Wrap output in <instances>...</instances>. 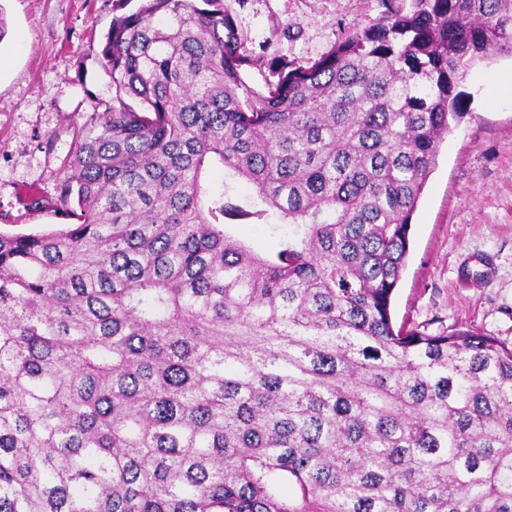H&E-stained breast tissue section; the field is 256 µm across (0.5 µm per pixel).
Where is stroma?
Returning a JSON list of instances; mask_svg holds the SVG:
<instances>
[{
  "instance_id": "obj_1",
  "label": "stroma",
  "mask_w": 512,
  "mask_h": 512,
  "mask_svg": "<svg viewBox=\"0 0 512 512\" xmlns=\"http://www.w3.org/2000/svg\"><path fill=\"white\" fill-rule=\"evenodd\" d=\"M382 10L379 0H224L263 87L282 63L318 60ZM0 231L51 232L58 183L84 117L112 102L99 62L115 0H0ZM469 110L439 146L412 219L395 325L471 330L512 346V56L472 67ZM42 203L30 208L28 192Z\"/></svg>"
}]
</instances>
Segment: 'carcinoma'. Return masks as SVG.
Here are the masks:
<instances>
[{"mask_svg": "<svg viewBox=\"0 0 512 512\" xmlns=\"http://www.w3.org/2000/svg\"><path fill=\"white\" fill-rule=\"evenodd\" d=\"M380 4L262 89L223 0L112 18L72 223L0 232V512H512V347L391 312L512 0ZM231 230L238 239L258 252L269 254L278 247L279 237L264 224H235Z\"/></svg>", "mask_w": 512, "mask_h": 512, "instance_id": "cac0c4a2", "label": "carcinoma"}]
</instances>
